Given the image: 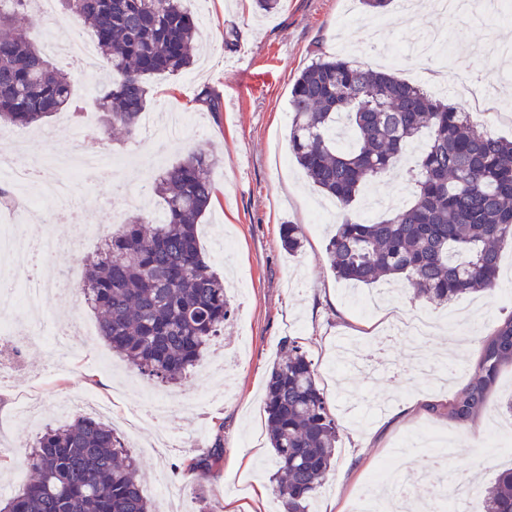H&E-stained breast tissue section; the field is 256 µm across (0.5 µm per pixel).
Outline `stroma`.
Segmentation results:
<instances>
[{"label":"stroma","mask_w":512,"mask_h":512,"mask_svg":"<svg viewBox=\"0 0 512 512\" xmlns=\"http://www.w3.org/2000/svg\"><path fill=\"white\" fill-rule=\"evenodd\" d=\"M197 25V61L176 76L152 77L146 107L152 119L136 140L105 130L95 104L108 65L82 71L64 55L55 65L72 78L71 111L52 116L46 127L65 124L68 134L44 138L38 128L0 126V152H86L127 160L122 180L74 177L76 202L89 224L109 226L128 209L126 197L143 194L149 209L161 200L145 180L141 161L155 143L165 149L154 169L180 162L189 152L212 153L213 200L199 225L208 263L219 276L235 274L247 287L230 294L232 313L195 371L174 389L154 388L98 335V321L81 298L57 291L45 304L44 328L73 323L91 333L90 345L78 346L69 368H59L50 342L30 344L12 358L0 343V356L11 358L0 378V456L11 465L0 469V501L31 479L25 453L48 425L89 415L112 424L140 460L142 485L177 479L183 458L205 453L215 435L224 439L222 469L197 486L181 480L184 495L175 502L156 498L159 512H198L209 503L214 512H282L270 479L273 451L267 432L264 389L280 355L283 337L304 345L340 428L336 458L310 505V512H347L351 501L368 490V479L387 452L402 485L413 487V500L426 499L439 484L453 486L472 473L483 483L512 467V453L498 444L512 441V419L500 404L512 394V366L489 393L486 408L467 425L430 411L447 400L475 373V336L491 331L512 314V243L501 249L494 290L458 297L445 305L414 298L408 281L393 286L386 305L360 314L352 294L373 295L378 285L336 279L326 259L330 234L342 210L332 206L323 223L313 217L324 196L306 180L288 151L290 90L317 52L348 58L364 68L385 70L423 88L432 96L470 112L474 122L494 136L512 140V116L496 113L498 100L512 99V59L497 60L484 47H512V19L478 11L470 19L443 17L421 0L419 12L404 18L398 5L375 13L360 0H282L277 11L258 10L255 0H184ZM239 33L227 47L228 31ZM222 103L213 113L197 106L201 91ZM399 160L392 172L367 183L352 203L363 219L378 221L390 209L413 199ZM35 230L60 246L80 233L75 224L52 220L54 200L31 186ZM297 224L304 247L288 254L280 228ZM416 311L439 323L420 343H393L396 372H360L341 361L344 347L365 350L381 337L391 317ZM441 433L447 470L433 464V452L416 437L421 426Z\"/></svg>","instance_id":"stroma-1"}]
</instances>
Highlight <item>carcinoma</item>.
I'll return each mask as SVG.
<instances>
[{"label":"carcinoma","mask_w":512,"mask_h":512,"mask_svg":"<svg viewBox=\"0 0 512 512\" xmlns=\"http://www.w3.org/2000/svg\"><path fill=\"white\" fill-rule=\"evenodd\" d=\"M88 23L110 64L98 106L106 130L136 137L148 102L146 77L187 70L195 23L181 0H63ZM27 0H0V121L36 127L68 111L72 85L52 66L30 26L17 17ZM291 151L307 177L345 209L361 185L393 167L413 142L423 148L411 172V205L377 222L347 211L326 246L340 280L370 285L405 275L414 296L438 304L493 290L500 248L512 242V141L479 128L469 113L391 74L322 57L295 80L289 97ZM215 160L191 152L163 169L153 190L163 200L155 221L136 213L112 231L106 248L84 263L81 296L98 316L99 336L139 374L180 383L224 332L231 314L224 282L210 269L197 235L213 196ZM282 245L302 247L297 224ZM475 375L431 411L459 424L488 403L512 364V317L478 336ZM286 357L267 379L265 411L273 480L283 512L309 506L336 457L338 423L318 387L307 351L283 341ZM219 424L207 452L175 471L202 483L224 462ZM34 479L0 512H149L137 461L102 420L78 415L44 429L25 458ZM483 512H512V468L476 487Z\"/></svg>","instance_id":"cac0c4a2"}]
</instances>
